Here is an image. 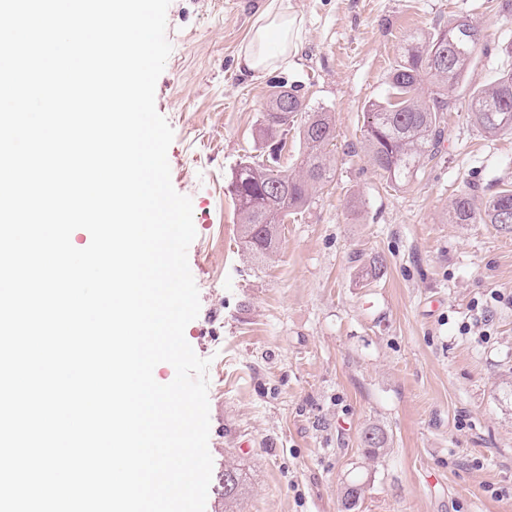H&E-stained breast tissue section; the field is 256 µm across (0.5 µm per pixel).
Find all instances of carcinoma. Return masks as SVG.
<instances>
[{
	"label": "carcinoma",
	"mask_w": 512,
	"mask_h": 512,
	"mask_svg": "<svg viewBox=\"0 0 512 512\" xmlns=\"http://www.w3.org/2000/svg\"><path fill=\"white\" fill-rule=\"evenodd\" d=\"M483 50L480 28L464 16L438 25L427 37L413 35L401 46L400 57L388 74L385 94L365 106L363 138L368 159L388 184H409L438 156L446 113L456 107L454 93L466 83L474 60ZM425 81L433 85L427 97L419 93ZM467 112L488 137L512 133V68L500 70L491 82L471 90ZM295 125L305 145L297 169L288 173L248 156L232 174L231 192L239 205L242 238L259 258L273 252L279 225L307 209L333 177L331 113L309 106L295 88L272 92L262 128L264 138L284 137ZM449 220L453 224H493L512 233V188H501L481 199L471 193L456 196ZM362 441L373 458L387 443L376 427L368 429ZM240 483L238 469L224 466V506L235 501ZM363 489L357 480L345 487L344 508L348 512L358 505Z\"/></svg>",
	"instance_id": "1"
}]
</instances>
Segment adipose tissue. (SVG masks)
<instances>
[{
  "mask_svg": "<svg viewBox=\"0 0 512 512\" xmlns=\"http://www.w3.org/2000/svg\"><path fill=\"white\" fill-rule=\"evenodd\" d=\"M302 40V23L288 14L278 0H267L260 10L239 58L245 68L257 75L287 68Z\"/></svg>",
  "mask_w": 512,
  "mask_h": 512,
  "instance_id": "obj_1",
  "label": "adipose tissue"
}]
</instances>
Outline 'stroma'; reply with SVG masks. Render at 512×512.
Instances as JSON below:
<instances>
[{
	"label": "stroma",
	"mask_w": 512,
	"mask_h": 512,
	"mask_svg": "<svg viewBox=\"0 0 512 512\" xmlns=\"http://www.w3.org/2000/svg\"><path fill=\"white\" fill-rule=\"evenodd\" d=\"M265 0H171L172 52L155 106L174 131V189L190 197L188 249L200 312L185 330L209 360L205 512L224 466L242 475L238 512H512V234L452 224L457 195L512 182V134L486 137L448 113L438 157L393 188L364 151V106L380 97L413 33L464 16L487 49L471 86L512 66L502 0H282L303 22L293 65L239 64ZM331 112L335 177L281 227L275 252L246 251L231 175L267 157L259 130L275 85ZM379 276L367 275L370 264ZM387 448L369 459L366 429Z\"/></svg>",
	"instance_id": "stroma-1"
}]
</instances>
